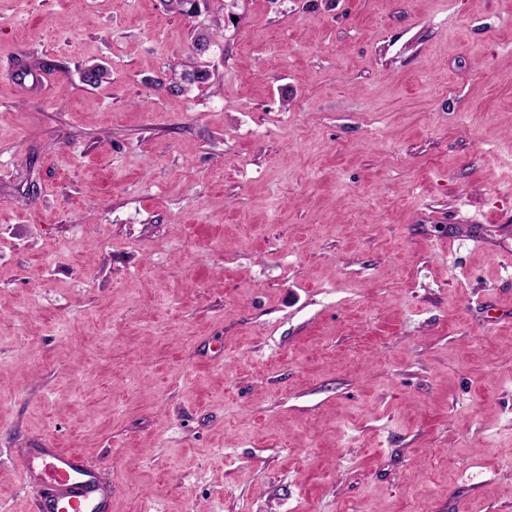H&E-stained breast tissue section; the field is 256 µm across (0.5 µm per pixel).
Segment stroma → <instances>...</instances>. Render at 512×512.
Listing matches in <instances>:
<instances>
[{"mask_svg":"<svg viewBox=\"0 0 512 512\" xmlns=\"http://www.w3.org/2000/svg\"><path fill=\"white\" fill-rule=\"evenodd\" d=\"M47 445L112 512H512V0H0V512ZM212 76L213 72L207 61H202L201 64L196 65L192 70L180 75L172 73L169 77H164L156 82L160 86H164L172 94H182L188 87H202L210 84Z\"/></svg>","mask_w":512,"mask_h":512,"instance_id":"1","label":"stroma"}]
</instances>
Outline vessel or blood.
I'll return each mask as SVG.
<instances>
[{"instance_id": "b4317fda", "label": "vessel or blood", "mask_w": 512, "mask_h": 512, "mask_svg": "<svg viewBox=\"0 0 512 512\" xmlns=\"http://www.w3.org/2000/svg\"><path fill=\"white\" fill-rule=\"evenodd\" d=\"M22 476L40 491L36 512H111V490L101 484L77 452L25 449Z\"/></svg>"}]
</instances>
